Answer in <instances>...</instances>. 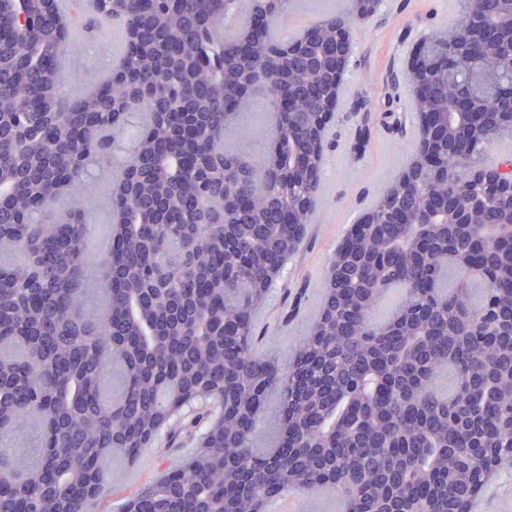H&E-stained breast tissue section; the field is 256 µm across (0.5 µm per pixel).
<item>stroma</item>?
<instances>
[{
  "label": "stroma",
  "mask_w": 512,
  "mask_h": 512,
  "mask_svg": "<svg viewBox=\"0 0 512 512\" xmlns=\"http://www.w3.org/2000/svg\"><path fill=\"white\" fill-rule=\"evenodd\" d=\"M347 2L288 0V18L280 33L297 36L306 26L343 12ZM460 15V0H381L369 22L352 27L347 82L326 131L322 188L297 252L256 316L258 348L272 343L286 352L309 331L337 247L417 150L418 120L402 79L408 62L430 29L455 23ZM76 16L88 30L87 39L77 42L71 54L75 73L70 81L78 85L83 75L100 77L111 69L123 34L116 27L95 24L87 12L77 11ZM240 123L242 133L227 135L226 146L259 159L271 139L272 111L266 94L254 96ZM116 179L115 162L89 168L87 181L98 203L85 231L88 252H100L109 242ZM194 446V441L186 440L172 450L162 438L135 463L110 459L105 468L113 488L128 490L166 469L173 454L187 455Z\"/></svg>",
  "instance_id": "1"
}]
</instances>
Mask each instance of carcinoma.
<instances>
[{"mask_svg":"<svg viewBox=\"0 0 512 512\" xmlns=\"http://www.w3.org/2000/svg\"><path fill=\"white\" fill-rule=\"evenodd\" d=\"M229 0H118L137 27L109 79L65 93L61 73L69 26L28 0L29 43L12 39L15 3L0 0V440L36 426V460L0 448V512H88L109 488L108 456L134 462L166 435L205 441L123 497L119 512H265L285 494L337 491L345 512H471L488 475L512 472V196L495 195L468 224H430L427 193L463 198L468 184L492 182L494 143L512 135L497 121L502 99L484 92L512 79V37L498 46L464 37L463 23H491L508 10L471 0L441 42L451 67L413 111L448 109L468 92L490 113L471 138L448 141L435 173L398 176L375 208L393 206L412 223L366 224L331 259L320 311L287 354L256 351L254 318L281 256L298 249L321 189L312 133L331 76L347 10L308 26L314 37L279 39L286 0H260L265 25L248 50L223 35ZM159 71L189 95L166 98L134 132L121 175L135 171L133 201L150 203L141 224L115 225L101 257L104 299L84 311L81 288L87 200L78 193L87 163L108 159L128 126L112 123L113 101L148 97ZM278 90L295 111L274 110L269 149L257 162L224 146L258 91ZM208 155L176 182L159 161L192 157L195 131ZM86 147L69 163L71 142ZM224 166V179L208 165ZM308 205L288 208V178ZM68 183L64 222L34 215ZM486 237L498 244L459 256ZM397 288L380 323L373 313ZM452 370L448 391L438 387ZM277 401V435L254 447L260 419Z\"/></svg>","mask_w":512,"mask_h":512,"instance_id":"1","label":"carcinoma"}]
</instances>
